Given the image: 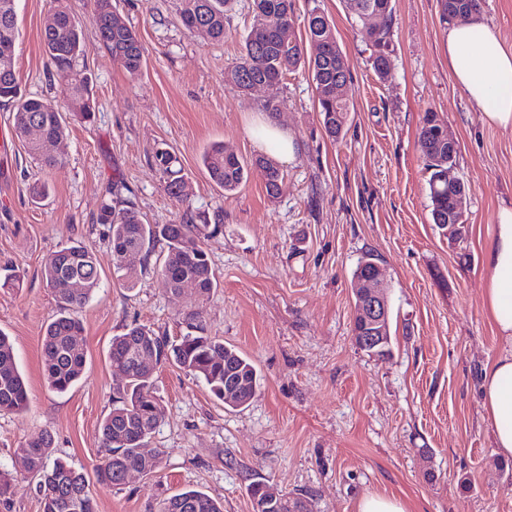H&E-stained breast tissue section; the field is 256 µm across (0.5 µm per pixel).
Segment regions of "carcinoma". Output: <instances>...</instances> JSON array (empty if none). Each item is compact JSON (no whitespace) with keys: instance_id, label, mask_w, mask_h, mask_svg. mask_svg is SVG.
<instances>
[{"instance_id":"1","label":"carcinoma","mask_w":512,"mask_h":512,"mask_svg":"<svg viewBox=\"0 0 512 512\" xmlns=\"http://www.w3.org/2000/svg\"><path fill=\"white\" fill-rule=\"evenodd\" d=\"M229 3L230 0H181V22L192 33L222 40L231 34ZM347 4L370 52L374 73L382 80L387 79L392 68L390 46L395 24L392 0H347ZM440 8L442 21L446 22L458 12L471 9L479 12L480 0H440ZM252 9L260 17V27L243 36L238 61L224 72V81L243 93L255 83H277L306 67L315 84L317 112L325 134L334 141L342 138L350 112L343 88L351 81V70L336 42L332 19L317 5L308 10L306 34L315 53L307 58L302 43L289 32L294 0H252ZM374 10L382 18L379 27L371 29L363 15ZM95 25L100 41L116 63L132 75L140 72L144 52L138 34L121 20L112 0H95ZM18 36L15 0H0V43H13ZM41 38L68 111L84 120L91 118L92 76L77 69L82 34L76 15L66 8L53 10L44 23ZM0 102L14 106V131L17 137L27 141L28 152L47 170L58 166L61 159L47 150L46 143L61 137L66 129L60 104L24 96L13 57L1 53ZM36 121L44 136L31 142L27 140V131ZM419 143L430 171L432 222L440 229L446 224H456L460 215L448 197V182L440 178L442 170L448 168V160L454 161L456 157L448 150L445 124L432 111L423 115ZM250 162L266 171L268 196H278L284 174L269 158L262 156L247 162L219 143L212 144L202 156L211 181L227 192L243 184ZM154 164L167 193L181 202L187 201L184 194L187 182L180 172L172 169L169 153L155 152ZM197 219L221 221L218 213L209 218L187 209L173 224H146L134 204L118 197L114 186L99 206L97 223L107 228L114 273L132 264L145 269L151 267L173 294L181 293L186 281L196 284V294L181 321L185 333L178 339L160 336L136 324L112 338L109 360L112 369L124 375V381L113 387V407L100 427L103 457L96 467V477L114 487L124 484L126 469L139 468L149 475L160 464L159 457L146 458L140 452L161 423L164 410L156 395L154 372L140 366L139 355H152L159 365L173 363L202 379L218 400L233 409L246 407L259 386V373L248 357L224 345V341L204 334L202 307L217 281L194 224ZM158 244L164 247L163 258L152 267L150 259ZM41 275L53 289L58 303V313L43 335L44 378L50 389L65 392L84 372V327L77 312L99 287L100 271L93 251L75 243L49 255ZM229 374L237 379L238 393L232 397L224 392V377ZM28 402V390L13 342L0 332V412L20 414L27 409ZM20 452L28 460V469L38 477L40 512H95L86 474L62 458H51L50 435L41 436ZM158 512H224V505L204 492L188 490L162 500ZM269 512H309L308 502L303 496H290L285 504Z\"/></svg>"}]
</instances>
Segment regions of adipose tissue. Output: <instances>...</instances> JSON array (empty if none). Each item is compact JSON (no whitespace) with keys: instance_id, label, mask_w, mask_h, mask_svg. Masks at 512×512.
Listing matches in <instances>:
<instances>
[{"instance_id":"obj_1","label":"adipose tissue","mask_w":512,"mask_h":512,"mask_svg":"<svg viewBox=\"0 0 512 512\" xmlns=\"http://www.w3.org/2000/svg\"><path fill=\"white\" fill-rule=\"evenodd\" d=\"M448 68L485 120L512 131V48L486 22L473 19L449 27ZM254 143L277 163H288L296 145L286 129L259 121ZM488 276L482 303L499 346L482 366L479 394L484 419L499 452L512 458V203L499 207L493 234L485 246Z\"/></svg>"}]
</instances>
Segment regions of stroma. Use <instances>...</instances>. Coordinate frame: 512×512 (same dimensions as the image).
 I'll return each instance as SVG.
<instances>
[{
  "mask_svg": "<svg viewBox=\"0 0 512 512\" xmlns=\"http://www.w3.org/2000/svg\"><path fill=\"white\" fill-rule=\"evenodd\" d=\"M67 4L81 22L78 66L92 75L95 112L88 122L69 117L58 167L41 168L16 137L11 108L0 105V268L24 274L19 286L0 288V331L14 343L29 393L24 413L0 412V470L15 477L0 512H40L37 479L18 450L45 433L56 456L89 476L96 512H158L164 498L189 489L222 501L224 512H252L255 482L307 495L311 512H356L372 494L406 512H512V458L497 453L479 398L480 370L498 348L481 299L483 247L498 206L512 202V133L488 124L451 77L439 0H393L385 81L371 69L345 0H320L353 76L338 143L319 123L307 70L246 94L225 83L242 34L258 22L250 0H235L232 34L221 42L183 27L180 0H114L145 50L136 75L99 41L94 0H16L11 53L26 96L60 94L41 30L51 10ZM269 104L298 144L282 167V193L267 196L258 166L224 193L209 179L203 152L220 142L244 159L258 156L250 128ZM428 110L444 119L458 148L455 174L471 188L460 241L431 219L419 146ZM158 151L172 154L195 211L223 215L219 228L202 234L218 281L202 323L251 359L260 386L248 407L232 410L192 375L160 367L164 418L146 446L160 465L112 487L94 477L116 384L110 342L132 324L179 336L189 297L171 294L149 271L117 280L96 216L116 183L148 223L179 219L183 208L154 165ZM43 180L49 196L32 201L29 185ZM74 241L93 250L101 283L79 313L84 376L57 393L42 372L56 303L41 267ZM369 255L389 285L383 357L361 350L352 335L353 275Z\"/></svg>",
  "mask_w": 512,
  "mask_h": 512,
  "instance_id": "stroma-1",
  "label": "stroma"
}]
</instances>
